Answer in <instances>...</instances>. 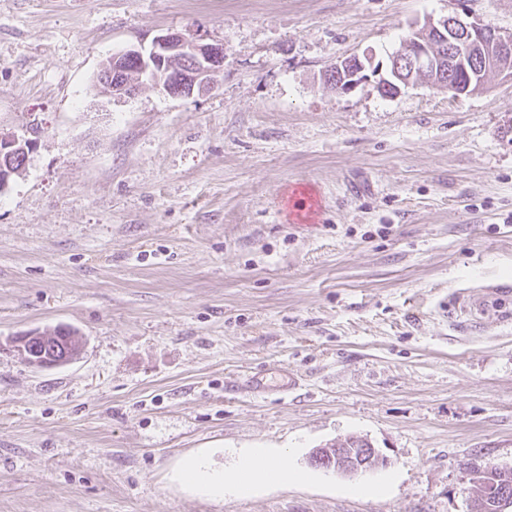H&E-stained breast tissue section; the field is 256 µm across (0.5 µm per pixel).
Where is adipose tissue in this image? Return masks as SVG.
Instances as JSON below:
<instances>
[{"mask_svg":"<svg viewBox=\"0 0 512 512\" xmlns=\"http://www.w3.org/2000/svg\"><path fill=\"white\" fill-rule=\"evenodd\" d=\"M176 477L183 485L220 501L228 494L247 495L261 484L296 481L300 475L289 468L286 457L271 455L264 448H251L239 455L229 472L215 465L210 454L189 456L183 460Z\"/></svg>","mask_w":512,"mask_h":512,"instance_id":"ef3b65f1","label":"adipose tissue"}]
</instances>
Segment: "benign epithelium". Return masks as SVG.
<instances>
[{
    "instance_id": "obj_1",
    "label": "benign epithelium",
    "mask_w": 512,
    "mask_h": 512,
    "mask_svg": "<svg viewBox=\"0 0 512 512\" xmlns=\"http://www.w3.org/2000/svg\"><path fill=\"white\" fill-rule=\"evenodd\" d=\"M418 38L402 47L392 56V70L399 74L431 70L441 82H448V31L457 33V41L471 51L472 61L484 70H491L512 80V68L506 61L512 58V31H504L482 19L458 15L434 18L429 16L416 24ZM224 67V45H200L175 32L155 37L147 47L137 46L122 50L104 59L96 75L95 84L103 89V96L133 97L141 84L130 79L132 70L139 71L140 79L155 84V88L171 97H190L211 89L212 73ZM379 74L368 56L352 55L339 59L325 72V78L336 84L341 92H349L359 84ZM33 144L13 133H0V154L16 152L30 154ZM43 334L29 333L19 339V350L32 367L45 369L68 365L79 358L81 350H62L55 357L46 351H37L31 341ZM311 463L344 475H357L383 466L387 460L373 447L349 448L338 440L315 449ZM505 474L507 470L490 464L470 468V482L474 489H482L478 504L482 512H512V493L496 491L488 480L490 473Z\"/></svg>"
}]
</instances>
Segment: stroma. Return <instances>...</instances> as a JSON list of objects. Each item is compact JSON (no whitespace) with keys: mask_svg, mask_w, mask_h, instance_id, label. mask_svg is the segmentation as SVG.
<instances>
[{"mask_svg":"<svg viewBox=\"0 0 512 512\" xmlns=\"http://www.w3.org/2000/svg\"><path fill=\"white\" fill-rule=\"evenodd\" d=\"M463 10L512 31V0H0V131L42 128L0 192V512H470L466 464L512 468V80H323ZM167 32L223 44L210 91L98 96ZM59 326L80 358L28 365ZM349 437L387 465H311ZM248 448L302 480L172 478ZM370 72V74H368ZM381 72L380 67L376 70L373 66L372 59L368 56L361 58L358 55H352L339 59L335 64L330 66L325 72V79L330 80L332 84H328L331 88L336 87L341 92H350L362 82L368 81L371 76H376ZM340 77L342 81H339ZM338 81V82H337ZM347 81L345 86L342 83ZM50 336L41 334L39 332L29 333L26 336H22L18 343V347L24 360L32 367L45 369V368H56L73 363L79 358L82 352L81 344H78L79 349L73 352H68L62 349L60 357H54L52 354L46 355V348L43 347L42 351H37L38 345L31 346V341L35 339L48 338ZM176 477L183 485L223 501L226 494L245 496L258 485L281 484L303 476L288 467L286 457L273 456L266 448H249L229 473L224 466L215 465L210 454L200 453L185 458Z\"/></svg>","mask_w":512,"mask_h":512,"instance_id":"stroma-1","label":"stroma"}]
</instances>
